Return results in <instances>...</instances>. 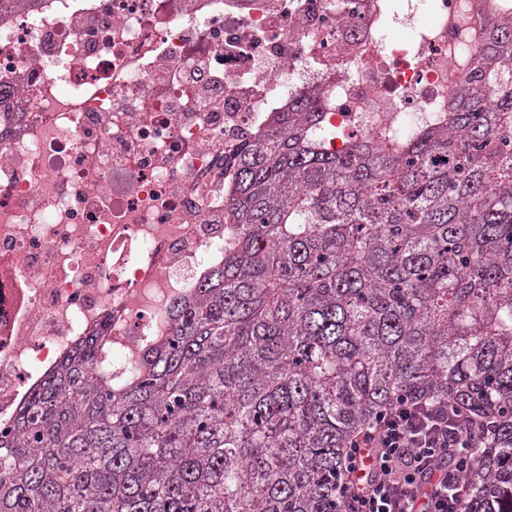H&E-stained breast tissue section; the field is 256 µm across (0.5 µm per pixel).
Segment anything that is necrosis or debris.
<instances>
[{
    "mask_svg": "<svg viewBox=\"0 0 512 512\" xmlns=\"http://www.w3.org/2000/svg\"><path fill=\"white\" fill-rule=\"evenodd\" d=\"M473 3L36 0L0 19V424L79 337L111 324L123 369L166 333L232 237L225 166L289 98L323 90V129L356 137L447 111Z\"/></svg>",
    "mask_w": 512,
    "mask_h": 512,
    "instance_id": "necrosis-or-debris-1",
    "label": "necrosis or debris"
}]
</instances>
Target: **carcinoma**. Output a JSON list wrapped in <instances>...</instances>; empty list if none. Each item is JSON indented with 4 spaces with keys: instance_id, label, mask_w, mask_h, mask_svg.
<instances>
[{
    "instance_id": "1",
    "label": "carcinoma",
    "mask_w": 512,
    "mask_h": 512,
    "mask_svg": "<svg viewBox=\"0 0 512 512\" xmlns=\"http://www.w3.org/2000/svg\"><path fill=\"white\" fill-rule=\"evenodd\" d=\"M448 116L318 140L275 112L224 173L233 236L129 371L112 324L0 428V512H344L349 440L402 398L479 445L464 512H512V0Z\"/></svg>"
}]
</instances>
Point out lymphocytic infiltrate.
<instances>
[{"label": "lymphocytic infiltrate", "instance_id": "lymphocytic-infiltrate-1", "mask_svg": "<svg viewBox=\"0 0 512 512\" xmlns=\"http://www.w3.org/2000/svg\"><path fill=\"white\" fill-rule=\"evenodd\" d=\"M459 415L440 401L409 399L377 413L347 445L360 485L343 486L344 512H462L475 440L457 428Z\"/></svg>", "mask_w": 512, "mask_h": 512}]
</instances>
